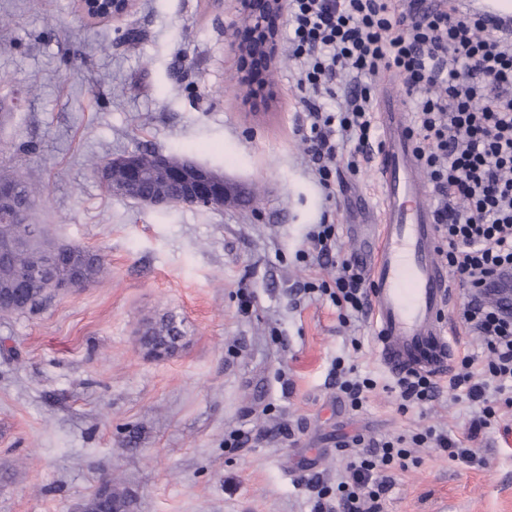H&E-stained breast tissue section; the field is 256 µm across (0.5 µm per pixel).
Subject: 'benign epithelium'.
I'll use <instances>...</instances> for the list:
<instances>
[{
	"mask_svg": "<svg viewBox=\"0 0 512 512\" xmlns=\"http://www.w3.org/2000/svg\"><path fill=\"white\" fill-rule=\"evenodd\" d=\"M237 20L254 30V39L237 47L248 65L270 70L278 56V21L286 7V0H234ZM134 0H78L81 12L89 19H124L132 11ZM158 164L165 168L168 180L183 188L180 202L190 206L219 208L224 206L228 188L224 176L205 166L189 163L185 168L171 167L163 154L157 155ZM143 180L138 162L127 157L124 161V179L112 190L124 196L137 195ZM85 270L71 267L60 276H52L48 288L56 294L66 293L79 284H87Z\"/></svg>",
	"mask_w": 512,
	"mask_h": 512,
	"instance_id": "obj_1",
	"label": "benign epithelium"
}]
</instances>
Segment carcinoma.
Here are the masks:
<instances>
[{
    "label": "carcinoma",
    "mask_w": 512,
    "mask_h": 512,
    "mask_svg": "<svg viewBox=\"0 0 512 512\" xmlns=\"http://www.w3.org/2000/svg\"><path fill=\"white\" fill-rule=\"evenodd\" d=\"M14 191L10 210L0 211V239H15L20 229L31 224V215L37 206L34 194L29 190L22 177L0 181V186ZM50 245L47 239L20 245L0 260V310L10 312H33L53 299V294L43 287L34 285L35 264L38 251ZM74 266H84L90 272L92 281H97L104 270L102 257L90 250L74 247L67 255ZM184 332L171 318H162L148 323L141 337L148 343L161 345ZM88 512H126L127 502L112 488L101 487L87 501Z\"/></svg>",
    "instance_id": "cac0c4a2"
}]
</instances>
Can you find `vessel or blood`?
<instances>
[{
    "instance_id": "vessel-or-blood-1",
    "label": "vessel or blood",
    "mask_w": 512,
    "mask_h": 512,
    "mask_svg": "<svg viewBox=\"0 0 512 512\" xmlns=\"http://www.w3.org/2000/svg\"><path fill=\"white\" fill-rule=\"evenodd\" d=\"M469 9L512 33L505 0H465ZM382 147L376 174L383 194L382 232L370 246L367 274L374 285L375 349L395 376L410 371L448 372L453 351L442 320L455 299L448 269L438 254L428 191L394 96L380 106Z\"/></svg>"
}]
</instances>
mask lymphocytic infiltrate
Listing matches in <instances>:
<instances>
[{
    "label": "lymphocytic infiltrate",
    "mask_w": 512,
    "mask_h": 512,
    "mask_svg": "<svg viewBox=\"0 0 512 512\" xmlns=\"http://www.w3.org/2000/svg\"><path fill=\"white\" fill-rule=\"evenodd\" d=\"M287 28L305 112L297 134L326 200L377 140L378 85L400 78L415 154L435 193L439 254L462 290L458 317L488 353L483 360L463 355L448 379L455 401L473 409L461 436L430 426L390 439L342 440L354 451L346 474L335 493L318 490L312 512H327L331 497L336 512H381L389 471L418 465L413 449L431 445L473 465L470 441L499 426L500 407H512V310L482 298L500 273L512 272V37L461 0H288ZM298 257L310 273L305 295L328 297L343 323L369 316L366 278L343 254L328 216L312 225ZM331 379L355 410L377 387L342 357ZM440 388L419 372L397 377L399 411L434 400Z\"/></svg>",
    "instance_id": "1"
}]
</instances>
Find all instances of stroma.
<instances>
[{
    "instance_id": "35a3bbf8",
    "label": "stroma",
    "mask_w": 512,
    "mask_h": 512,
    "mask_svg": "<svg viewBox=\"0 0 512 512\" xmlns=\"http://www.w3.org/2000/svg\"><path fill=\"white\" fill-rule=\"evenodd\" d=\"M240 29L208 0H137L124 21L96 24L74 0H0V177L38 190L33 220L52 240L105 259L96 283L0 312V512H80L106 482L128 512H311L308 478L335 486L349 461L342 433L469 421L448 392L400 413L370 323L340 324L329 300L299 294L297 251L327 203L295 133L288 44L270 85L246 86ZM143 151L253 197L152 208L106 192L94 163ZM343 181L348 253L376 235L382 196L371 162ZM164 316L185 337L155 359L139 337ZM349 353L379 383L356 412L327 377ZM238 430L255 441L225 447ZM470 447L485 466L417 449L383 512H512V434Z\"/></svg>"
}]
</instances>
